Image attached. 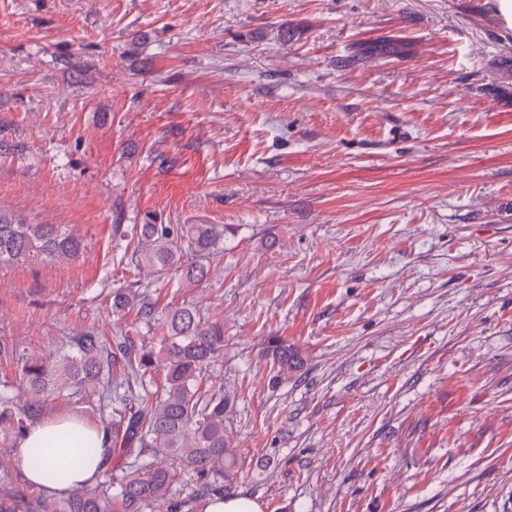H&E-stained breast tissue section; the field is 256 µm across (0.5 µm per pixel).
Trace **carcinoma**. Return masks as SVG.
<instances>
[{"label": "carcinoma", "mask_w": 512, "mask_h": 512, "mask_svg": "<svg viewBox=\"0 0 512 512\" xmlns=\"http://www.w3.org/2000/svg\"><path fill=\"white\" fill-rule=\"evenodd\" d=\"M133 267L148 266L154 282L177 281L199 287L209 281L211 260L224 252L222 224H157L149 220L132 228ZM81 240L45 224H27L0 209V266L34 260H73ZM116 288L112 308H137L146 322L157 323V347L138 349L124 336L113 344L86 332L78 355H67L55 367L26 360L19 376L26 399L18 410L0 406V424L22 438L45 415L48 405L68 398V391L100 393L112 398V420L104 425L105 454L121 464L106 479L77 489L70 497L49 501L22 490L0 496V512H204L208 500L234 487L238 458L224 424L228 399L224 388L211 385L224 354V324L206 318L193 303L159 312L150 288ZM264 355L285 374L300 364L299 351L279 336L268 338ZM164 373L154 385L157 371ZM77 448L78 465L97 451L94 438L82 431L65 434Z\"/></svg>", "instance_id": "cac0c4a2"}]
</instances>
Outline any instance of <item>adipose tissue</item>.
Here are the masks:
<instances>
[{
	"label": "adipose tissue",
	"instance_id": "1",
	"mask_svg": "<svg viewBox=\"0 0 512 512\" xmlns=\"http://www.w3.org/2000/svg\"><path fill=\"white\" fill-rule=\"evenodd\" d=\"M82 427V422L75 418L48 417L31 428L20 441L18 453L19 465L27 480L44 488L52 496L65 497L84 484L99 478L103 470L101 458L89 460L78 468L71 466V448L64 442L55 445L39 468H32L29 463L30 449L42 447L48 435L66 430H79Z\"/></svg>",
	"mask_w": 512,
	"mask_h": 512
}]
</instances>
